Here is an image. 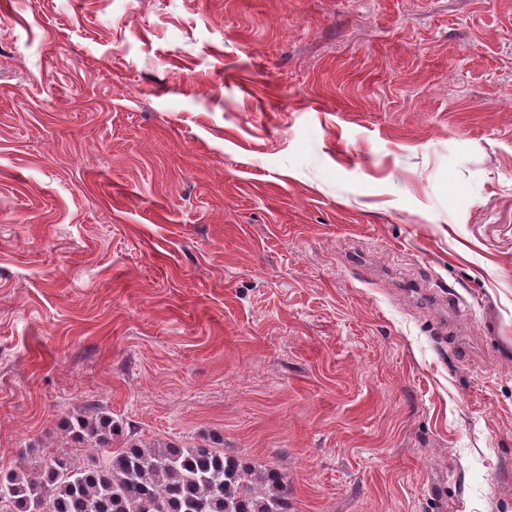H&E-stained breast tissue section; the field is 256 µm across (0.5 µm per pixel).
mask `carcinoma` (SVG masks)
<instances>
[{
	"mask_svg": "<svg viewBox=\"0 0 512 512\" xmlns=\"http://www.w3.org/2000/svg\"><path fill=\"white\" fill-rule=\"evenodd\" d=\"M69 429L106 455L79 465L58 453L0 475V512H288V475L277 469L204 445L114 448L121 428L100 408Z\"/></svg>",
	"mask_w": 512,
	"mask_h": 512,
	"instance_id": "carcinoma-1",
	"label": "carcinoma"
}]
</instances>
